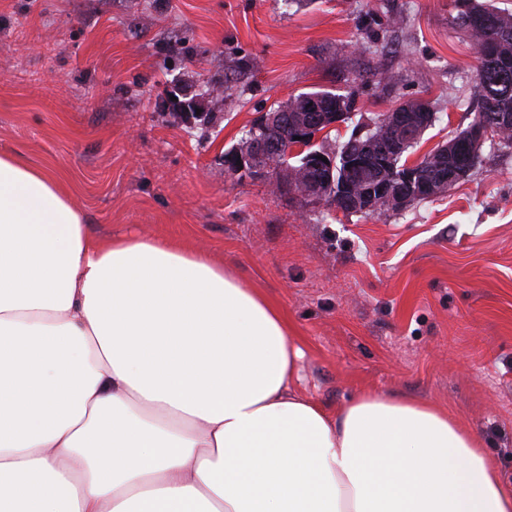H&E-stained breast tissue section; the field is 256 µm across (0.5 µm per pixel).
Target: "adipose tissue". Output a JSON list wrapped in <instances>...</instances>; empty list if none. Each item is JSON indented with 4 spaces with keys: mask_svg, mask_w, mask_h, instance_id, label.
Instances as JSON below:
<instances>
[{
    "mask_svg": "<svg viewBox=\"0 0 512 512\" xmlns=\"http://www.w3.org/2000/svg\"><path fill=\"white\" fill-rule=\"evenodd\" d=\"M278 306L202 252L92 236L0 154V512H512L434 405L296 391Z\"/></svg>",
    "mask_w": 512,
    "mask_h": 512,
    "instance_id": "ef3b65f1",
    "label": "adipose tissue"
}]
</instances>
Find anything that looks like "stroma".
Masks as SVG:
<instances>
[{
  "mask_svg": "<svg viewBox=\"0 0 512 512\" xmlns=\"http://www.w3.org/2000/svg\"><path fill=\"white\" fill-rule=\"evenodd\" d=\"M454 0H0V153L61 174L90 232L167 239L270 297L300 390L436 404L512 482V144L400 211L344 213L224 154L302 93L354 92L332 151L415 98V164L472 122L476 49ZM224 88L219 111L199 87ZM195 113L174 109L172 90Z\"/></svg>",
  "mask_w": 512,
  "mask_h": 512,
  "instance_id": "stroma-1",
  "label": "stroma"
}]
</instances>
